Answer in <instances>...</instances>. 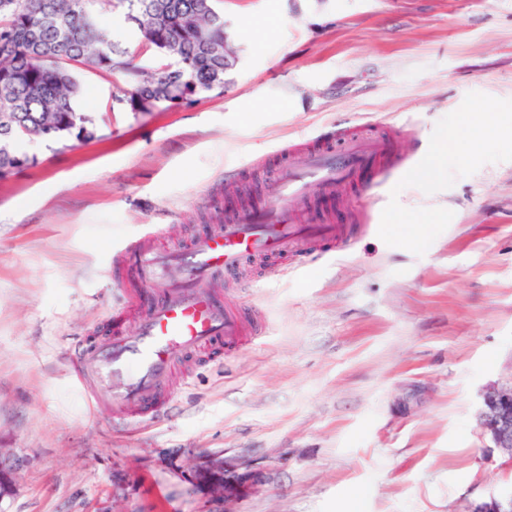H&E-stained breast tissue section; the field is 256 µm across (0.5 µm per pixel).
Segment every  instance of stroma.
<instances>
[{
  "mask_svg": "<svg viewBox=\"0 0 512 512\" xmlns=\"http://www.w3.org/2000/svg\"><path fill=\"white\" fill-rule=\"evenodd\" d=\"M217 7L239 56L223 93L130 112L123 73L84 71L96 138L14 145L35 162L0 181V449L21 461L0 512H465L512 491L477 418L485 389L512 382V0ZM95 9L134 65L157 66L115 0ZM485 109L499 127L482 152L414 179L450 123ZM347 124L406 132L412 162L367 210L358 184L311 201L372 230L216 281L260 336L178 365L155 422L90 410L70 346L160 290L116 252L149 231L187 247L304 162L291 142L314 151ZM244 462L263 482L225 502Z\"/></svg>",
  "mask_w": 512,
  "mask_h": 512,
  "instance_id": "35a3bbf8",
  "label": "stroma"
}]
</instances>
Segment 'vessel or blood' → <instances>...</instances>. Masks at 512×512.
Returning <instances> with one entry per match:
<instances>
[{"label":"vessel or blood","instance_id":"1","mask_svg":"<svg viewBox=\"0 0 512 512\" xmlns=\"http://www.w3.org/2000/svg\"><path fill=\"white\" fill-rule=\"evenodd\" d=\"M404 163V157L392 155L388 141L345 137L334 146L310 152L304 166H289L267 198L251 207L242 221L196 239L187 250L166 252L140 242L127 245L125 252L138 278L153 279L175 268L181 279L162 291L160 301L148 302L134 332L124 327L128 310L123 307L112 313L111 337L74 350L72 376L89 406L105 399L127 423L151 420L178 359L220 344L236 349L245 333L254 329L212 290L215 275L237 274L249 258L277 256L296 242L351 243L341 226L311 223L308 188L325 191L351 180L360 169L387 164L395 170Z\"/></svg>","mask_w":512,"mask_h":512}]
</instances>
